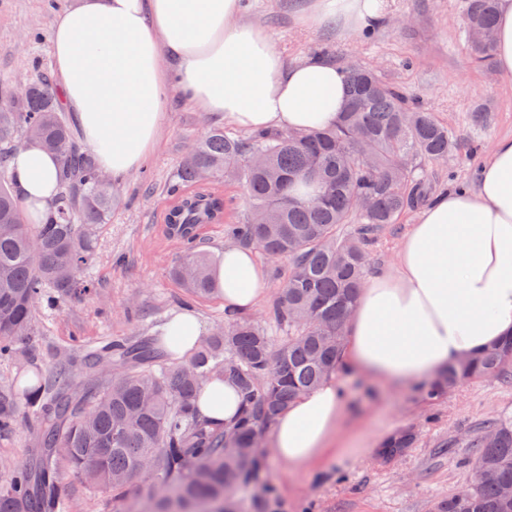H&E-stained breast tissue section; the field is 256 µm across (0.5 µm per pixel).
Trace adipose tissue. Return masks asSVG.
<instances>
[{"mask_svg":"<svg viewBox=\"0 0 512 512\" xmlns=\"http://www.w3.org/2000/svg\"><path fill=\"white\" fill-rule=\"evenodd\" d=\"M345 18L376 28L384 0H313L318 28ZM62 100L84 145L113 182L143 168L174 94L243 131L333 126L348 98L345 70L323 57L285 61L265 29L243 20L240 0H79L51 27ZM8 175L31 223L40 224L59 192L62 163L39 143L15 153ZM227 315L254 312L267 293L251 251L225 246L214 270ZM205 328L193 310L178 313L167 341L191 353ZM512 336V137L499 139L473 189L439 195L400 241L392 268L370 275L347 324L342 371L383 383L430 379L448 364ZM202 417L235 422L231 383L204 388ZM327 381L277 418V461L305 465L330 451L343 413Z\"/></svg>","mask_w":512,"mask_h":512,"instance_id":"1","label":"adipose tissue"}]
</instances>
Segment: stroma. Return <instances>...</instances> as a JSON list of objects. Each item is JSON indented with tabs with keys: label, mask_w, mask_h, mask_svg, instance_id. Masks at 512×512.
Instances as JSON below:
<instances>
[{
	"label": "stroma",
	"mask_w": 512,
	"mask_h": 512,
	"mask_svg": "<svg viewBox=\"0 0 512 512\" xmlns=\"http://www.w3.org/2000/svg\"><path fill=\"white\" fill-rule=\"evenodd\" d=\"M76 0H0V93L55 78L50 32L54 14ZM388 19L373 31H350L344 21L309 27L303 16L311 0H242L244 18L261 24L288 62L311 54L340 66H374L448 125L458 149L428 165L434 194L474 188L479 167L494 143L512 136V75L494 62L471 59L466 21L470 0H385ZM220 120L173 97L149 163L117 188L119 202L97 233L98 251L86 270L93 294L40 310L31 334L17 344L43 371L63 356L106 338L159 336L184 307L194 309L206 330L223 324L224 301L210 295L186 301L171 271L185 255L183 244L161 230L177 197V172L189 143ZM224 221L200 229L196 246L219 257L230 238L226 225L245 222L250 212L241 180L223 184ZM419 210L381 229L369 248V268L391 267L397 247ZM345 420L337 452L319 465L297 468L270 463L267 479L283 512H428L472 476L470 439L481 427L512 415V383L491 378L465 383L437 404L422 399L415 382L375 386L340 374ZM419 432L414 448L385 465L377 452L400 429ZM36 419L0 435V482L39 452ZM59 495L69 512H112L109 498L77 478L63 479Z\"/></svg>",
	"instance_id": "obj_1"
}]
</instances>
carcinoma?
<instances>
[{"instance_id": "carcinoma-1", "label": "carcinoma", "mask_w": 512, "mask_h": 512, "mask_svg": "<svg viewBox=\"0 0 512 512\" xmlns=\"http://www.w3.org/2000/svg\"><path fill=\"white\" fill-rule=\"evenodd\" d=\"M468 18L483 32L470 48L474 63L484 65L492 55L497 0H470ZM347 74V104L330 128L258 131L245 140L213 128L198 137L179 167L190 190L165 217L188 245L174 278L195 297L215 293L210 261L195 249L197 231L224 220L219 184L242 178L250 220L230 225L229 234L288 262L268 312L284 335L275 339L258 323L230 318L175 363L152 337L116 339L80 356L90 372L112 357L121 370L79 397L67 391L71 360L46 374L32 360L19 361L15 341L31 331L38 309L94 292L86 269L97 228L112 211V179L80 148L46 81L29 84L12 111L0 112V168L21 137L35 138L63 163L61 191L44 224L29 223L14 191L0 185V362L20 366L0 389V434L32 413L49 451L36 468L18 466L0 484V512H66L57 488L67 474L91 473L115 512H237L233 488L264 479L268 461L256 435L339 370L369 244L382 226L430 200L419 162L444 161L455 149L448 126L375 68L357 65ZM488 377L512 382V337L449 365L419 389L431 403L463 382ZM224 379L242 406L229 428L203 419L196 407L203 383ZM416 439L414 430H400L383 442L380 455L401 457ZM470 447L480 474L433 501L430 512H512V498L503 494L512 485V415L487 422ZM143 459L153 474L131 505L126 491ZM254 512H280L272 487L255 500Z\"/></svg>"}]
</instances>
